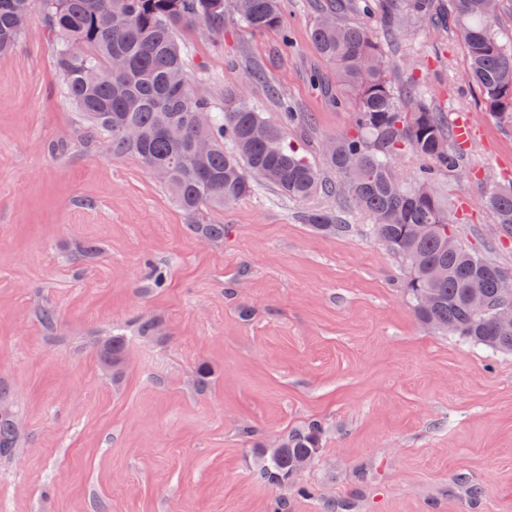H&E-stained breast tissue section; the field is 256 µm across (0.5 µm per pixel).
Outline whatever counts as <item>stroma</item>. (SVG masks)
<instances>
[{"instance_id": "stroma-1", "label": "stroma", "mask_w": 512, "mask_h": 512, "mask_svg": "<svg viewBox=\"0 0 512 512\" xmlns=\"http://www.w3.org/2000/svg\"><path fill=\"white\" fill-rule=\"evenodd\" d=\"M359 3L341 0L339 16L370 29L396 90L470 126L463 172L437 169L434 190L458 206L464 244L512 268V235L481 197L512 181V123L466 83L452 32L431 18L398 32ZM329 5L285 0L278 32L228 12L223 32L178 38L213 111L242 99L275 122L286 103L308 113L285 139L336 182L318 143L354 115L311 40ZM85 125L34 17L0 56V390L24 432L0 458V512H272L279 498L288 512H512V353L422 324L409 268L345 194L299 202L259 180L191 219L137 155ZM312 209L350 232L305 224ZM87 240L100 256H78ZM144 315L158 335L138 334ZM115 333L128 361L108 374L94 347ZM312 420L324 431L311 467L259 482L260 449Z\"/></svg>"}]
</instances>
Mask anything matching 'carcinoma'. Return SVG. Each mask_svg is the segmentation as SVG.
<instances>
[{
    "instance_id": "cac0c4a2",
    "label": "carcinoma",
    "mask_w": 512,
    "mask_h": 512,
    "mask_svg": "<svg viewBox=\"0 0 512 512\" xmlns=\"http://www.w3.org/2000/svg\"><path fill=\"white\" fill-rule=\"evenodd\" d=\"M433 0H409L401 13L383 5L388 21L430 16ZM41 13L55 45V65L69 100L93 132L109 134L114 154L134 152L148 172L161 168L160 181L182 208L195 217L208 205L222 208L249 195L255 179L283 195L303 201L336 186L320 177L302 154L286 146L283 126L305 115L286 111L274 123L244 102L224 112H212L193 89L186 50L177 33L205 26L210 33L224 29V0H0V54L13 48L34 13ZM237 14L253 32L280 27L281 0H238ZM496 13H486L480 0H449L448 25L456 30L467 55L466 78L485 107L512 122V44L494 29ZM319 55L336 67L340 103L354 110L353 130L334 136L325 152L331 168L344 177L350 201L373 219L375 236L389 242L410 269L407 291L418 319L429 328L460 336L498 352H512V330L492 323L498 307L512 305V296L497 288L498 279L512 271L470 250L457 236L456 213L445 209L433 190L435 166L459 170L460 151L452 150L454 131L443 113L417 97L402 103L389 66L370 32L349 25L331 11L312 31ZM126 65L112 69V58ZM209 142L205 153L196 149ZM233 151L224 150V142ZM409 149L432 165L409 184L392 168L400 152ZM484 203L493 223L512 234V182L489 186ZM304 221L329 234L350 229L335 212L315 209ZM411 224H430L431 233L408 235ZM484 290L490 313L475 314L467 305L469 290ZM429 295L428 304L419 297ZM126 355L125 341L113 337L98 352L102 364ZM321 425L313 422L295 430L266 455L258 476L269 485L288 483L302 459L317 452ZM22 433L13 415L0 416V457L20 447Z\"/></svg>"
}]
</instances>
